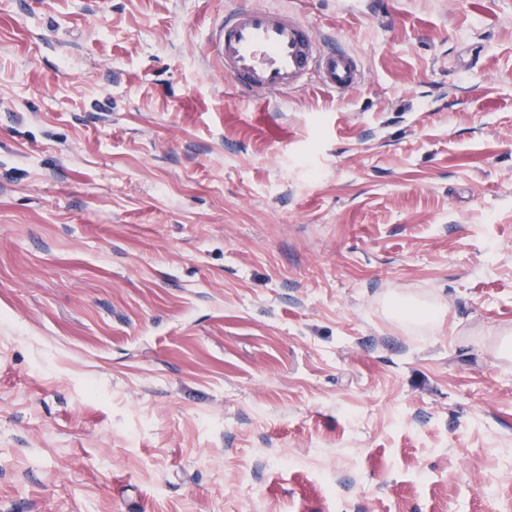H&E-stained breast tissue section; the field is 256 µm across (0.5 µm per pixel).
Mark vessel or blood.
<instances>
[{"mask_svg":"<svg viewBox=\"0 0 512 512\" xmlns=\"http://www.w3.org/2000/svg\"><path fill=\"white\" fill-rule=\"evenodd\" d=\"M210 46L232 89L248 99L303 89L312 76L322 88L345 94L362 78L354 53L322 43L295 12L255 7L250 0L225 9Z\"/></svg>","mask_w":512,"mask_h":512,"instance_id":"vessel-or-blood-1","label":"vessel or blood"}]
</instances>
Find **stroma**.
<instances>
[{
  "mask_svg": "<svg viewBox=\"0 0 512 512\" xmlns=\"http://www.w3.org/2000/svg\"><path fill=\"white\" fill-rule=\"evenodd\" d=\"M232 2L0 0V512H512V0ZM210 46L232 89L247 99L271 100L288 89H304L312 75L322 88L345 94L362 78L354 53L322 43L290 10L236 0L224 10ZM394 304L406 309V313L403 314V317L408 321L428 325H434L438 322V318L434 317L430 307L425 308L408 299H399L395 301Z\"/></svg>",
  "mask_w": 512,
  "mask_h": 512,
  "instance_id": "obj_1",
  "label": "stroma"
}]
</instances>
